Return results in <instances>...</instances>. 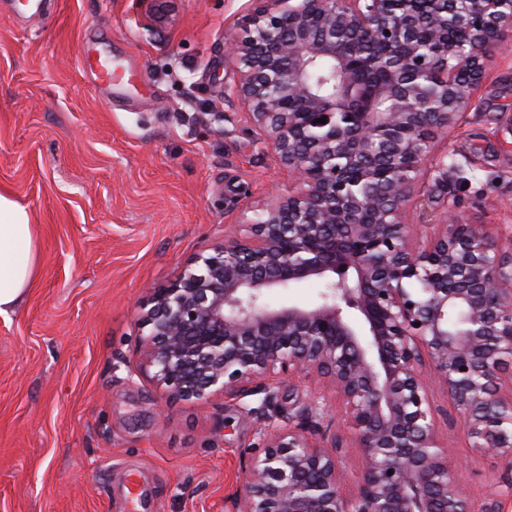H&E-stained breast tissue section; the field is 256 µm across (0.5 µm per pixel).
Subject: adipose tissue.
<instances>
[{
	"instance_id": "obj_1",
	"label": "adipose tissue",
	"mask_w": 512,
	"mask_h": 512,
	"mask_svg": "<svg viewBox=\"0 0 512 512\" xmlns=\"http://www.w3.org/2000/svg\"><path fill=\"white\" fill-rule=\"evenodd\" d=\"M37 269V245L29 212L0 192V314L22 301Z\"/></svg>"
}]
</instances>
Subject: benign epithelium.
<instances>
[{
	"instance_id": "benign-epithelium-1",
	"label": "benign epithelium",
	"mask_w": 512,
	"mask_h": 512,
	"mask_svg": "<svg viewBox=\"0 0 512 512\" xmlns=\"http://www.w3.org/2000/svg\"><path fill=\"white\" fill-rule=\"evenodd\" d=\"M438 3L443 21L422 0H267L229 45L233 94L300 189L153 293L136 372L180 400L313 374L345 405L362 460L344 493L330 452L340 439L313 441L320 423L308 413L249 460L235 512H471L437 434L425 356L470 447L512 468V396L499 387L512 376V256L482 224L452 218L422 247L404 222L425 165L445 192L448 176L461 179L459 165L434 161L432 143L512 43V8ZM450 25L465 44L448 40ZM424 31L432 55L421 52ZM352 35L381 51L354 49ZM318 60L334 63L343 94L309 84ZM429 77L442 93L427 95ZM313 278L328 289L316 307L263 302Z\"/></svg>"
}]
</instances>
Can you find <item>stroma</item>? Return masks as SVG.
<instances>
[{"mask_svg": "<svg viewBox=\"0 0 512 512\" xmlns=\"http://www.w3.org/2000/svg\"><path fill=\"white\" fill-rule=\"evenodd\" d=\"M260 0H46L27 21L0 8V192L29 211L38 273L0 315V512H232L267 435L330 409L315 377L270 381L274 399L175 400L134 373L142 308L197 253L223 243L298 186L227 97V53ZM121 77L93 90L86 41ZM463 165L440 192L420 176L405 220L424 238L459 215L512 248V49L493 57L475 103L435 141ZM438 435L473 512L512 470L470 447L464 417L429 384Z\"/></svg>", "mask_w": 512, "mask_h": 512, "instance_id": "obj_1", "label": "stroma"}]
</instances>
